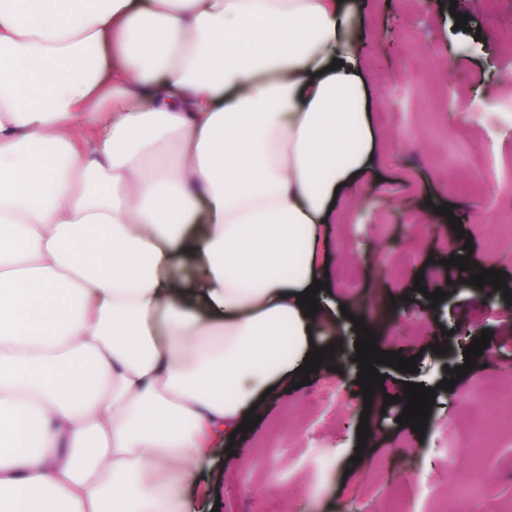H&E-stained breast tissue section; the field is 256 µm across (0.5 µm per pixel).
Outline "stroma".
Wrapping results in <instances>:
<instances>
[{"label":"stroma","mask_w":512,"mask_h":512,"mask_svg":"<svg viewBox=\"0 0 512 512\" xmlns=\"http://www.w3.org/2000/svg\"><path fill=\"white\" fill-rule=\"evenodd\" d=\"M456 11H449V2ZM468 15L466 28L455 25V13ZM399 20L397 41L384 33ZM512 21V0H502L488 17L483 0H357L350 30L359 35L361 57L372 106L370 122L394 141L377 151L381 180L372 191V205L352 211L326 228L327 270L337 302L370 316L371 296L394 299L397 336L378 347L418 356L417 370L403 373L379 366L386 394H400L404 383L434 388L436 397L424 433H409L397 418L402 405L373 406L369 420L373 439L360 444L359 414L349 400L322 395L326 380L338 372L358 373L352 349L322 369L310 383L286 388L265 402L253 429L234 439V462H226L223 446L213 450L221 480L211 491L191 496L197 512H487L512 500V436L491 435L482 462L469 456L449 457V448L467 442L474 415L490 413L486 401L464 403L460 391L481 383L512 388V310L496 290L484 300L475 287L461 284L457 266L442 281L418 279L430 259L469 255L505 272L512 290V56L497 57L495 35ZM452 70H445L446 59ZM466 89L464 105L449 100V83ZM451 204L461 230L431 214L430 205ZM472 252H465V243ZM362 277L351 282L349 270ZM422 291H415V284ZM450 288L451 294L431 304L426 292ZM429 314L420 328V314ZM492 334L482 364L474 366L453 390L439 389L447 368L463 365L461 337ZM447 347L434 354L432 344ZM409 439L417 467L409 488L397 499L387 490L396 482ZM477 471L495 494L490 502L473 501L458 508L445 467Z\"/></svg>","instance_id":"stroma-1"}]
</instances>
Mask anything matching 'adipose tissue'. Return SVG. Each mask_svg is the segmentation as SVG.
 Masks as SVG:
<instances>
[{
	"instance_id": "obj_1",
	"label": "adipose tissue",
	"mask_w": 512,
	"mask_h": 512,
	"mask_svg": "<svg viewBox=\"0 0 512 512\" xmlns=\"http://www.w3.org/2000/svg\"><path fill=\"white\" fill-rule=\"evenodd\" d=\"M351 16L0 0V512H189L213 441L342 340L297 296L376 152Z\"/></svg>"
}]
</instances>
